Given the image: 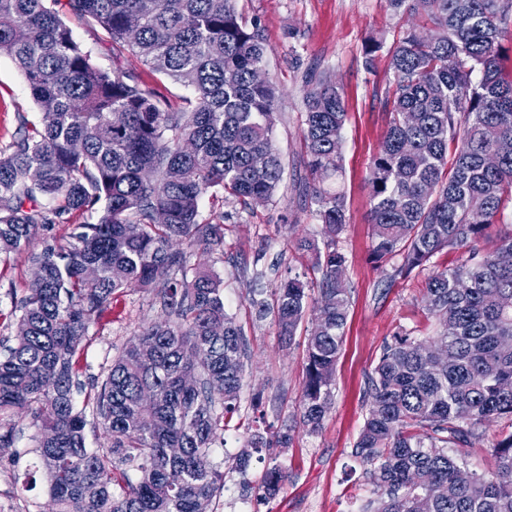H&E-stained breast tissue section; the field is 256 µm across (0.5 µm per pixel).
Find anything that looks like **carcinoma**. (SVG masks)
Here are the masks:
<instances>
[{"label": "carcinoma", "instance_id": "carcinoma-1", "mask_svg": "<svg viewBox=\"0 0 512 512\" xmlns=\"http://www.w3.org/2000/svg\"><path fill=\"white\" fill-rule=\"evenodd\" d=\"M61 0H0V56L23 73L42 112L0 148V258L30 245L63 214L88 220L64 243L31 254L41 270L14 303L13 343L0 353V412L35 407L39 464L56 512H196L224 490L210 456L232 421L246 343L224 305V281L189 264L185 244L224 252V225L199 201L223 190L264 205L282 181L273 144L278 92L258 81L267 48L236 0H67L70 10L151 72L193 90L175 104L128 72L100 65L61 20ZM423 26L391 44L384 108L388 129L368 179L377 266L399 257L408 276L446 249L453 268L428 276L422 303L455 333H397L368 382L367 413L353 453L370 467L377 498L363 512H512V431L492 445L495 471L457 479L448 447H464L503 419L512 428V227L495 252L478 242L512 201V69L499 53L512 0H419ZM415 116L404 121V113ZM344 99L331 79L308 80L303 141L322 242L302 239L314 278L283 280L273 302L251 297L258 319L274 314L292 342L309 299L320 318L306 339L300 421L321 429L344 341L351 291L339 237L342 192L324 181L342 170ZM500 146L499 165L485 156ZM93 266L98 278L83 276ZM131 288L149 292L166 319L125 347L87 403L111 445L86 446V409L73 389L91 324ZM191 376L195 384L183 385ZM180 448L182 453L169 454ZM138 473L113 489L114 471ZM285 478L274 467L264 497Z\"/></svg>", "mask_w": 512, "mask_h": 512}]
</instances>
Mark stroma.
Masks as SVG:
<instances>
[{"label":"stroma","mask_w":512,"mask_h":512,"mask_svg":"<svg viewBox=\"0 0 512 512\" xmlns=\"http://www.w3.org/2000/svg\"><path fill=\"white\" fill-rule=\"evenodd\" d=\"M238 9L247 21L257 22L267 45L266 73L280 93L273 142L283 164V180L271 202L244 206L233 199L204 196L202 218H219L224 224L223 253L191 249L193 265L217 272L224 280L226 310L245 333L249 358L238 400L239 416L222 432L211 460L224 474V493L209 512H236L237 499L253 502L256 512H361L375 498L366 466L353 448L366 414L368 379L385 342L402 331L433 335L437 324L423 308L421 298L430 272L460 263L464 252L448 249L436 255L428 268L409 276L394 273L393 264L375 267L370 259L373 229L369 222L368 177L372 159L386 131L384 109L388 56L386 45L407 27L405 15L393 12L388 0H239ZM62 20L75 38L89 47L107 68L134 73L171 101L189 96L183 85L157 80L128 52L113 49L60 5ZM385 47L374 55L373 67L365 65V47L372 41ZM328 75L340 87L346 102L343 130L342 172L327 181L330 189L344 192L348 223L340 236L347 257L346 277L351 307L344 342L336 363L332 407L322 429L309 433L297 416L304 377L305 337L316 316L307 308L292 344H285L273 318L256 319L249 305L251 289L271 298L287 272L303 273L308 260L298 252L299 238L312 236L319 226L305 194L313 180L306 166L302 143L305 112V75ZM42 114L30 96L26 81L14 61L0 56V147L16 135L21 122L40 123ZM82 214L67 215L62 223L39 229L31 249L0 263V340L13 338L14 302L32 283V251L43 240H63ZM161 313L149 293L133 289L117 296L92 325L78 359L80 386L74 397L84 402L91 378L104 377L113 359ZM262 395L261 410H253L254 395ZM0 425L15 426V441L0 453V505L9 512H55L49 479L33 470L35 429L27 413L0 416ZM291 430L286 448L246 450L251 435L272 438ZM249 451L246 468L236 460ZM280 464L285 480L273 499L260 491L265 472Z\"/></svg>","instance_id":"35a3bbf8"}]
</instances>
